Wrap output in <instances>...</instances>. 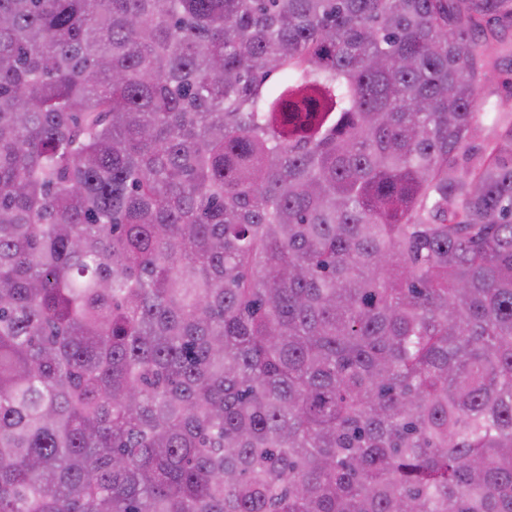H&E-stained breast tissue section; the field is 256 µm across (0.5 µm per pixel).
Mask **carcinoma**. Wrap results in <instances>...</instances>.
I'll use <instances>...</instances> for the list:
<instances>
[{"instance_id": "cac0c4a2", "label": "carcinoma", "mask_w": 512, "mask_h": 512, "mask_svg": "<svg viewBox=\"0 0 512 512\" xmlns=\"http://www.w3.org/2000/svg\"><path fill=\"white\" fill-rule=\"evenodd\" d=\"M512 0H0V512H512ZM501 68L502 74L500 79L494 80L492 83L488 84L482 93L478 102L481 112H485L490 105H496L499 107L502 102L511 103L512 89L507 80L509 77L508 71L510 69V61L508 59H504L501 64Z\"/></svg>"}]
</instances>
